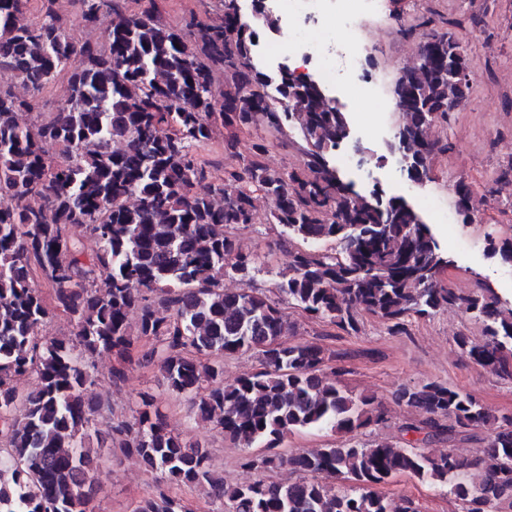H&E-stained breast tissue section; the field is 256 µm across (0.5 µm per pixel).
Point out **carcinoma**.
<instances>
[{
    "label": "carcinoma",
    "instance_id": "carcinoma-1",
    "mask_svg": "<svg viewBox=\"0 0 512 512\" xmlns=\"http://www.w3.org/2000/svg\"><path fill=\"white\" fill-rule=\"evenodd\" d=\"M0 0V73L32 92L59 77L66 95L30 124L19 115L33 100L0 86V512H95L99 447L123 448L156 474L155 490L133 512H188L179 489L201 488L212 512H417L375 491L398 473L442 486L462 512L512 510V416L490 414L471 394L430 382L400 398L422 414L402 426L404 444L344 441L281 455L288 434L330 428L350 434L384 422L373 397L356 394L327 373L346 354L296 335L282 303L347 334L360 317L383 320L402 335L414 321L448 308L483 328V339L457 338L476 364L512 380V306L493 288L463 293L447 285L451 260L420 212L398 196L356 192L331 163L350 128L324 87L255 63L260 30L274 20L252 0L254 23L236 0H224V23H190L193 39L160 17L155 0L138 13L109 0L105 42H76L55 0ZM75 18L96 24L102 0H73ZM430 58L409 66L394 85L405 120L395 148L428 174L448 152L427 130L446 125L470 95L471 79L451 86L448 67L469 73L467 53L449 30L419 35ZM225 73L220 107L214 73ZM300 130L303 164L272 168L270 153ZM222 136L234 164L210 179L200 148ZM58 147L63 160L46 151ZM271 203L267 223L288 242L279 298L262 290L224 288V259L240 279L261 271L238 232L255 223V193ZM462 216L476 190L453 185ZM86 236L73 239L70 228ZM336 241L340 251L319 248ZM490 254L512 264V239L490 242ZM67 314V336H50L55 311ZM138 313L136 323L129 314ZM140 341L147 347L138 351ZM159 367L166 390L183 398L197 420L213 424L246 449L243 466L288 468L294 477L226 485L201 446L163 421L156 399L138 395L130 419L87 397L95 359L103 354ZM250 354L261 368L224 384V355ZM37 385L22 393L15 377ZM105 420L108 429L100 433ZM489 428L490 438L479 434ZM482 454H432L476 439ZM265 444L269 452L250 449ZM349 482L335 486V480Z\"/></svg>",
    "mask_w": 512,
    "mask_h": 512
}]
</instances>
